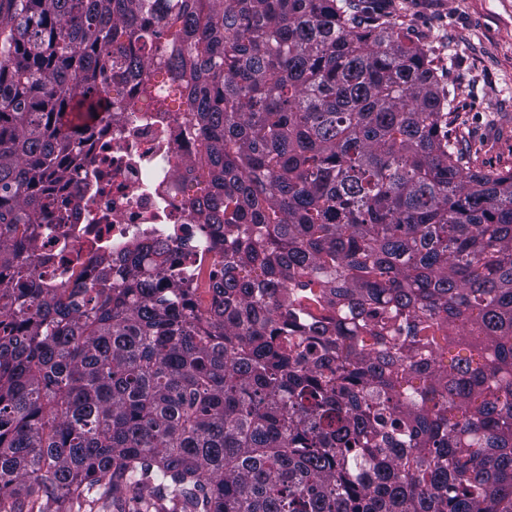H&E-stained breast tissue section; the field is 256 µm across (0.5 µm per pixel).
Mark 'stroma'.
Returning <instances> with one entry per match:
<instances>
[{"label": "stroma", "mask_w": 512, "mask_h": 512, "mask_svg": "<svg viewBox=\"0 0 512 512\" xmlns=\"http://www.w3.org/2000/svg\"><path fill=\"white\" fill-rule=\"evenodd\" d=\"M362 23L401 28L434 60L460 145L512 169V0H349Z\"/></svg>", "instance_id": "1"}]
</instances>
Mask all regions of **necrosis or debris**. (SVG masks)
I'll return each mask as SVG.
<instances>
[{
  "label": "necrosis or debris",
  "mask_w": 512,
  "mask_h": 512,
  "mask_svg": "<svg viewBox=\"0 0 512 512\" xmlns=\"http://www.w3.org/2000/svg\"><path fill=\"white\" fill-rule=\"evenodd\" d=\"M196 141L183 113L152 112L132 100L114 107L95 135L69 191L56 195L51 221L33 227L42 283L96 277L99 264L167 245L175 272L194 287L200 309L214 295L224 250L213 225L193 213L186 186L195 176Z\"/></svg>",
  "instance_id": "4bbe7bcc"
}]
</instances>
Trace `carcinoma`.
<instances>
[{
	"mask_svg": "<svg viewBox=\"0 0 512 512\" xmlns=\"http://www.w3.org/2000/svg\"><path fill=\"white\" fill-rule=\"evenodd\" d=\"M124 87L199 139L205 316L26 255ZM448 108L343 0H0V512H512V169Z\"/></svg>",
	"mask_w": 512,
	"mask_h": 512,
	"instance_id": "obj_1",
	"label": "carcinoma"
}]
</instances>
